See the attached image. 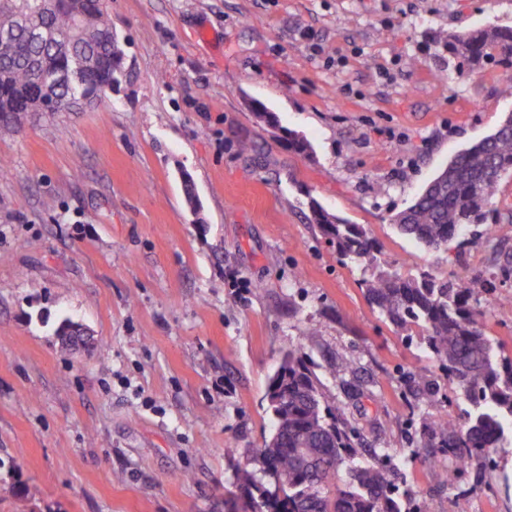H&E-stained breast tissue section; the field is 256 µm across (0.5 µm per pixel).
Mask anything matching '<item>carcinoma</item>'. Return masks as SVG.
I'll return each mask as SVG.
<instances>
[{
  "mask_svg": "<svg viewBox=\"0 0 512 512\" xmlns=\"http://www.w3.org/2000/svg\"><path fill=\"white\" fill-rule=\"evenodd\" d=\"M106 0H0V134L14 129L15 116L28 108L62 111V102L91 105L104 100L119 83L124 50L105 5ZM39 15L63 40L75 27L88 36L83 43L56 47L31 39L25 27ZM448 55L479 64L487 49L496 48L512 69V28H476L448 37ZM90 53L94 69L81 85L66 83L73 59ZM512 170V115L490 134L455 153L413 203L392 216L404 236L440 250L464 243L472 228L495 231L491 222L500 181ZM312 222L336 247L342 261L371 271L364 280L366 295L381 316L398 330L423 329L421 344L455 384L471 410L457 427L436 390L423 388L422 405L430 408L422 421L419 448L442 441L455 458L448 469L452 487L475 466L497 468L499 453L512 447V357L489 336L484 326L487 307L508 305L512 297L490 292L491 279L481 275L438 280L427 272L404 276L377 264L378 245L362 224H349L312 206ZM266 401L272 433L254 448L247 462L234 468L232 490L224 512H426L410 504L401 491L398 471L384 451L362 462L350 441L348 425L324 398L321 381L301 350L288 354L269 379Z\"/></svg>",
  "mask_w": 512,
  "mask_h": 512,
  "instance_id": "1",
  "label": "carcinoma"
}]
</instances>
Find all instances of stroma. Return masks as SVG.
Wrapping results in <instances>:
<instances>
[{"instance_id":"obj_1","label":"stroma","mask_w":512,"mask_h":512,"mask_svg":"<svg viewBox=\"0 0 512 512\" xmlns=\"http://www.w3.org/2000/svg\"><path fill=\"white\" fill-rule=\"evenodd\" d=\"M108 10L125 51L111 96L0 135V512H224L233 465L272 432L268 378L298 348L354 446L387 449L427 512H512V454L452 489L447 449L417 447L408 371H426L457 422L465 406L420 329L380 317L310 209L365 225L404 275L487 274L493 253L512 255L505 221L493 241L446 251L390 221L512 114L498 55L473 73L444 48L453 32L512 27V0ZM69 320L87 345L62 347Z\"/></svg>"}]
</instances>
